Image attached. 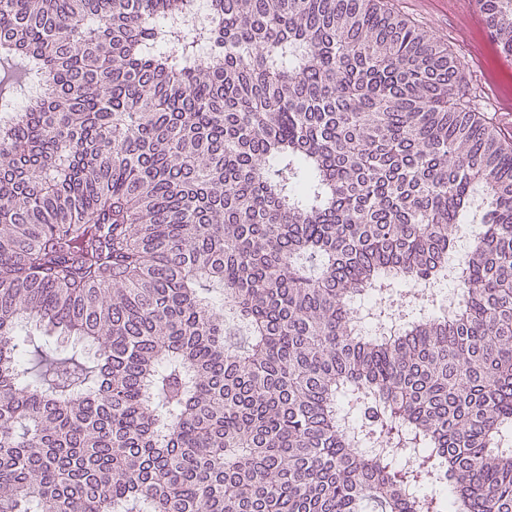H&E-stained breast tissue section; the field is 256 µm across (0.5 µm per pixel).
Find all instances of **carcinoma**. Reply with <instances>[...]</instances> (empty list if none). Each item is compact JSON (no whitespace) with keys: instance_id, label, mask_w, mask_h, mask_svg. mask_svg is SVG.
I'll return each mask as SVG.
<instances>
[{"instance_id":"1","label":"carcinoma","mask_w":512,"mask_h":512,"mask_svg":"<svg viewBox=\"0 0 512 512\" xmlns=\"http://www.w3.org/2000/svg\"><path fill=\"white\" fill-rule=\"evenodd\" d=\"M5 70L0 512H512V144L447 45L381 0H0ZM474 223L461 299L383 330Z\"/></svg>"}]
</instances>
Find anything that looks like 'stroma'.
I'll use <instances>...</instances> for the list:
<instances>
[{"label":"stroma","instance_id":"35a3bbf8","mask_svg":"<svg viewBox=\"0 0 512 512\" xmlns=\"http://www.w3.org/2000/svg\"><path fill=\"white\" fill-rule=\"evenodd\" d=\"M389 4L466 60L471 109L512 139V56L491 38L476 0H389Z\"/></svg>","mask_w":512,"mask_h":512}]
</instances>
